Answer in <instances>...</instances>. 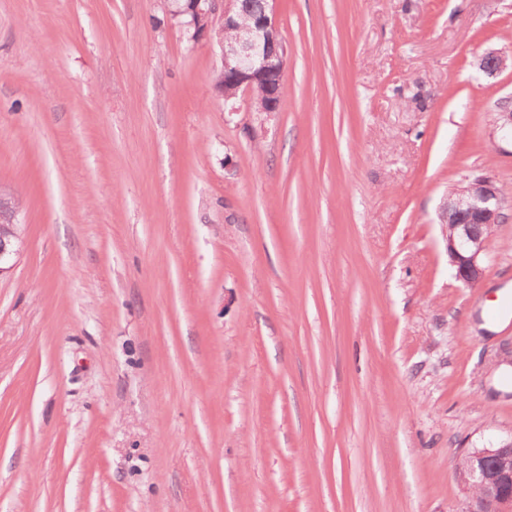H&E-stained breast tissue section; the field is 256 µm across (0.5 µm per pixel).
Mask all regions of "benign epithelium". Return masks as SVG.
<instances>
[{
    "label": "benign epithelium",
    "instance_id": "benign-epithelium-1",
    "mask_svg": "<svg viewBox=\"0 0 512 512\" xmlns=\"http://www.w3.org/2000/svg\"><path fill=\"white\" fill-rule=\"evenodd\" d=\"M275 0L252 16L251 22L237 21L241 0H180L168 12L170 22L188 43L211 39V32L234 31L233 38L218 40L224 81L235 93L255 98L265 89L260 111L277 112L283 100L282 76L287 48L281 36ZM478 69L494 76L512 69V53L489 51L477 57ZM496 127L502 139L512 141V96L497 106ZM448 229V258L458 281L467 286L480 282L484 275L483 257L490 234L506 220L502 200L491 180L475 177L448 195L443 205ZM20 239L17 218L0 220V274L4 264L18 251ZM468 466L462 484L470 494L463 512H512V435L503 436L482 447L464 451Z\"/></svg>",
    "mask_w": 512,
    "mask_h": 512
}]
</instances>
